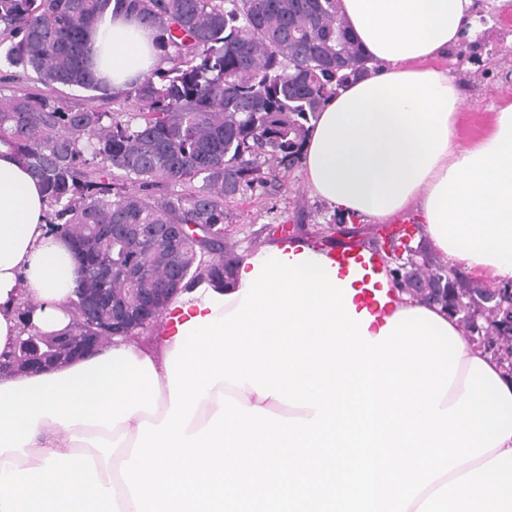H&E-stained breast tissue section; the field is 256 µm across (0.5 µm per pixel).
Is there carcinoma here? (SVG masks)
Wrapping results in <instances>:
<instances>
[{"label": "carcinoma", "mask_w": 512, "mask_h": 512, "mask_svg": "<svg viewBox=\"0 0 512 512\" xmlns=\"http://www.w3.org/2000/svg\"><path fill=\"white\" fill-rule=\"evenodd\" d=\"M339 0H0V56L31 71L40 92L0 94V146L43 185L48 223L77 245L79 287L155 288L230 283L239 258L224 250L226 206L253 184L297 167L322 105L367 70ZM112 9L137 17L169 63L129 84L140 112L72 109L60 88L106 90L88 64L90 27ZM269 164L260 177L261 162ZM105 224H199L202 238L139 247ZM138 277L100 281L95 265ZM448 289V311L483 286L430 258L391 269ZM492 315L460 323L479 347H511Z\"/></svg>", "instance_id": "obj_1"}]
</instances>
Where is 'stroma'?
Instances as JSON below:
<instances>
[{"mask_svg": "<svg viewBox=\"0 0 512 512\" xmlns=\"http://www.w3.org/2000/svg\"><path fill=\"white\" fill-rule=\"evenodd\" d=\"M484 8L487 22L476 34L481 65L461 66L456 55L448 57V69L463 90L460 136L465 142L484 131L494 105L512 100V20L494 10L491 0H486ZM279 179L277 191L256 185L229 204L224 245L236 255L263 248L276 239L275 229L281 224L294 225V238L319 244L332 216L329 206L310 194L302 167L280 173Z\"/></svg>", "mask_w": 512, "mask_h": 512, "instance_id": "stroma-1", "label": "stroma"}]
</instances>
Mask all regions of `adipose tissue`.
Wrapping results in <instances>:
<instances>
[{"mask_svg":"<svg viewBox=\"0 0 512 512\" xmlns=\"http://www.w3.org/2000/svg\"><path fill=\"white\" fill-rule=\"evenodd\" d=\"M474 0H340L348 29L369 60L365 78L341 87L312 123L303 151L311 194L346 220L388 222L417 214L431 248L493 285L512 283V102L485 130L461 142L463 98L446 66L465 31L478 30ZM90 57L113 91L161 64L150 33L132 16L106 14L90 36ZM39 181L0 146V353L22 325L52 331L79 271L68 240L46 223ZM252 263L232 283L177 295L155 350L117 342L36 374L0 378V512H137L119 469L141 422L170 407L166 360L179 325L221 317L239 304ZM225 393L283 417L312 418L260 397L251 385L218 382L186 429L194 434ZM407 512H512V438L436 479Z\"/></svg>","mask_w":512,"mask_h":512,"instance_id":"adipose-tissue-1","label":"adipose tissue"}]
</instances>
